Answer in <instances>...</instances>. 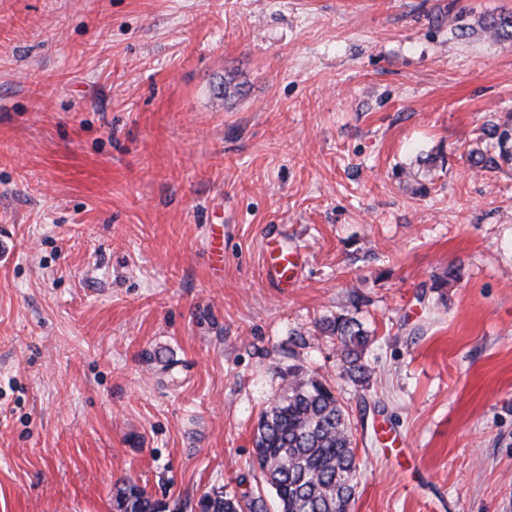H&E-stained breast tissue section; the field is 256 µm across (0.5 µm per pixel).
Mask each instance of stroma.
Wrapping results in <instances>:
<instances>
[{"instance_id":"stroma-1","label":"stroma","mask_w":512,"mask_h":512,"mask_svg":"<svg viewBox=\"0 0 512 512\" xmlns=\"http://www.w3.org/2000/svg\"><path fill=\"white\" fill-rule=\"evenodd\" d=\"M508 13L0 0V512L265 490L254 433L295 371L349 417L348 512H512V166L467 162L512 112V42L480 27ZM322 331L336 336L343 370L356 380L364 379L368 365L364 363L362 355L370 332L358 320L342 315L326 321ZM116 512H167L166 503L152 500L131 480H124L113 495Z\"/></svg>"}]
</instances>
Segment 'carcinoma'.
<instances>
[{"instance_id":"1","label":"carcinoma","mask_w":512,"mask_h":512,"mask_svg":"<svg viewBox=\"0 0 512 512\" xmlns=\"http://www.w3.org/2000/svg\"><path fill=\"white\" fill-rule=\"evenodd\" d=\"M493 37L512 41V15L485 23ZM479 139L485 150L468 155L473 168L512 165V113L485 124ZM322 331L337 338L343 370L352 378L367 376L363 351L370 332L352 317L338 316ZM255 463L273 491L276 512H348L358 486L355 448L346 413L330 386L295 373L283 394L262 413L255 438ZM116 512H167L130 480L113 495ZM199 512H269L264 496L240 497L213 491L198 500Z\"/></svg>"}]
</instances>
